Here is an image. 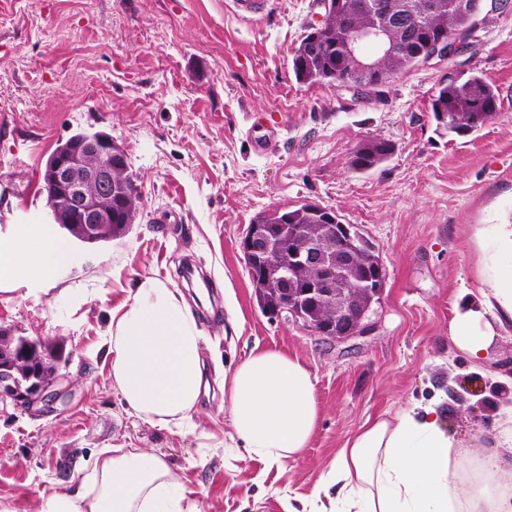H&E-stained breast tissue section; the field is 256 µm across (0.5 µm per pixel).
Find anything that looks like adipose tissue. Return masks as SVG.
I'll return each instance as SVG.
<instances>
[{
    "label": "adipose tissue",
    "mask_w": 512,
    "mask_h": 512,
    "mask_svg": "<svg viewBox=\"0 0 512 512\" xmlns=\"http://www.w3.org/2000/svg\"><path fill=\"white\" fill-rule=\"evenodd\" d=\"M475 304L450 325L456 348L481 364L491 337L512 335V190L488 208L471 237ZM49 231L0 249L6 274L48 276L67 259ZM202 331L184 300L162 281L139 282L113 311L112 382L140 418L166 426L189 417L208 390ZM237 447L283 467L303 456L319 417L316 376L300 359L254 349L224 379ZM491 453L464 448L443 426L436 403L367 418L345 441L311 495L310 512H512V409L490 439ZM185 490L167 463L141 449L106 450L89 478L42 498L39 512H184Z\"/></svg>",
    "instance_id": "adipose-tissue-1"
}]
</instances>
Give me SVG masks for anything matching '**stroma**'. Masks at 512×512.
Returning <instances> with one entry per match:
<instances>
[{"instance_id":"obj_1","label":"stroma","mask_w":512,"mask_h":512,"mask_svg":"<svg viewBox=\"0 0 512 512\" xmlns=\"http://www.w3.org/2000/svg\"><path fill=\"white\" fill-rule=\"evenodd\" d=\"M313 12V0H266L252 20L231 0H0V241L48 226L42 171L75 134L112 136L142 191L120 236L70 247L48 277L0 283V331L40 341L59 392L30 408L0 401V502L14 512H37L40 495L79 482L106 448L158 454L195 512H301L367 417L436 399L471 444L512 405V335L495 337L478 369L449 336L474 285L473 227L512 188V0L456 61L362 96L296 81L291 51ZM477 74L499 112L474 134L439 136L435 91ZM271 124L275 138L257 147ZM370 137L395 151L354 172L351 153ZM304 204L358 225L382 260L363 335L330 340L258 304L243 233L260 211ZM189 259L214 279L211 299L182 280ZM147 278L180 292L204 336L208 392L165 427L126 408L106 355L113 310ZM256 347L317 377L314 436L282 468L230 449L224 376Z\"/></svg>"}]
</instances>
